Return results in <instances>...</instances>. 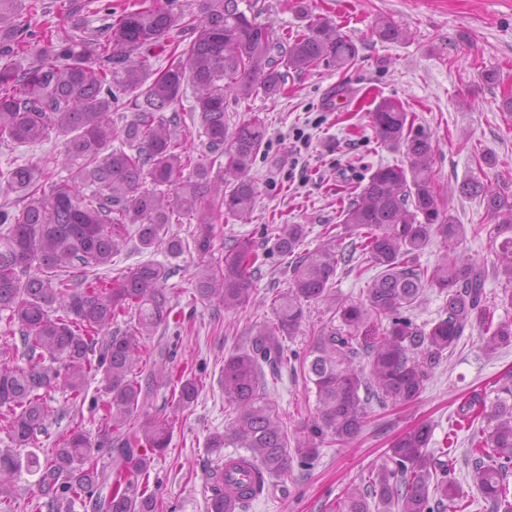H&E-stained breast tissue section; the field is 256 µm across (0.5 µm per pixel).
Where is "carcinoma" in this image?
<instances>
[{"mask_svg": "<svg viewBox=\"0 0 512 512\" xmlns=\"http://www.w3.org/2000/svg\"><path fill=\"white\" fill-rule=\"evenodd\" d=\"M24 0H0V146L11 150L62 138L57 154L8 162L0 169L14 204L0 205V314L19 334L24 364L0 350V428L13 447L0 448V512H14L13 480L25 469L39 475L45 512H71L74 499H89L92 512H164L144 482L153 456L165 451L173 418L152 414L157 391L171 389L172 407L189 408L203 383L185 370L174 376V351L157 343L146 351L174 310L180 289L168 285L170 270L145 262L113 269L114 258L137 237L142 250L161 247L177 257L192 247L200 264L193 297L224 311L251 300L258 254L248 237L224 244L212 258L216 225L245 216L256 202L249 175L265 139L255 116L229 130V101L283 92L288 74H303L325 62L352 65L358 48L336 24L316 16L305 0L289 9L306 20L286 38L259 22L266 0H142L136 10L100 0L110 17L105 34L47 19L37 28ZM375 33L397 41L403 31L381 16ZM167 65L153 68L155 49ZM192 94L188 116L180 113ZM198 130L200 149L177 134L183 119ZM377 140L406 148L409 169L380 166L342 210L343 231L324 233L313 251H299L304 224H279L274 248L293 258L287 292L274 320L255 324L246 345L224 358L220 384L235 417L209 436L207 448L221 454L242 448L247 458H225L207 474L212 494L207 512H241L256 497L253 485H232L238 503L224 495V474L257 465V479L283 478L294 457L309 463L325 441H353L368 417V404L415 402L433 370L452 355L465 333L479 330L483 351L512 345V321L494 320L485 267L459 246L465 226L441 208L431 137L412 129L409 114L384 100L371 113ZM68 172L56 177L55 171ZM151 186H146V183ZM462 192L479 197L491 223L480 227L494 246L495 275L505 280L503 299L512 305V194L471 179ZM196 221L192 243L165 229ZM435 237L443 254L432 266L420 254ZM357 276L372 271L365 301L338 298L333 316L314 332L300 361L315 389V412L298 435L271 399L267 377L288 364L286 340L295 336L311 303L331 295L337 269ZM444 296L439 319L418 325L403 312L423 292ZM134 312L123 330L117 318ZM100 377L110 396L96 439L81 425L56 440L39 461L19 448H38L47 431L48 400L62 390L80 397L88 380ZM474 424L468 461L472 481L490 512H512V379L491 404L476 393L458 410ZM431 427L420 424L390 443L369 485L349 486L333 512H462L464 493L448 452L429 451ZM109 452L114 478L108 494L98 457Z\"/></svg>", "mask_w": 512, "mask_h": 512, "instance_id": "cac0c4a2", "label": "carcinoma"}]
</instances>
